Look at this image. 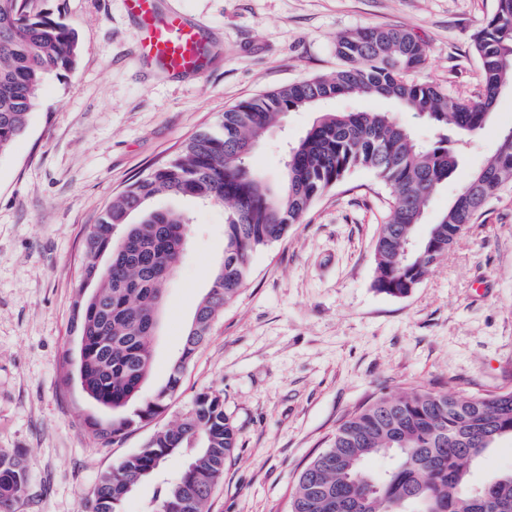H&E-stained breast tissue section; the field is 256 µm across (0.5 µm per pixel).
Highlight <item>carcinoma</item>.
<instances>
[{"label":"carcinoma","instance_id":"carcinoma-1","mask_svg":"<svg viewBox=\"0 0 512 512\" xmlns=\"http://www.w3.org/2000/svg\"><path fill=\"white\" fill-rule=\"evenodd\" d=\"M473 45L481 88L470 100L414 77L427 53L410 32L371 25L346 33L336 42L342 67L335 74L239 103L224 112L218 129L191 136L175 157L112 199L82 252L81 275L97 280L96 294L76 301L78 381L88 399L112 410L106 425L85 420L90 436L116 441L166 408L185 365L245 283L254 252L286 237L352 171L374 172L393 197L375 241L374 287L394 297L417 287L489 201L512 187V134L504 132L439 221L417 236L426 203L457 168L459 150L486 125L498 90L512 87V0H496ZM79 55L72 26L30 12L27 0H0V152L27 131L45 78L73 71ZM344 94L395 101L435 123L438 140L420 144L390 112H322L289 148L279 186L251 166V156H240L241 143L260 141L285 114ZM159 196L224 205V260L166 383L145 396L152 314L162 307L189 229L186 215L150 206ZM107 251L112 261L102 267ZM506 441L512 443V389L468 395L419 384L380 394L348 416L304 468L289 512H512V471L480 485L470 474L474 461ZM237 445L223 397L200 392L178 423L99 478L93 512H123L126 497L173 457L185 458V466L160 489L150 512H209L212 489ZM376 457L389 464L373 469ZM28 482L21 455L0 450V512H15Z\"/></svg>","mask_w":512,"mask_h":512}]
</instances>
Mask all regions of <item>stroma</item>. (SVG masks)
<instances>
[{"mask_svg":"<svg viewBox=\"0 0 512 512\" xmlns=\"http://www.w3.org/2000/svg\"><path fill=\"white\" fill-rule=\"evenodd\" d=\"M77 31L74 71L49 76L27 132L0 153V448L21 451L29 483L17 512H88L100 476L181 419L202 391L224 398L238 446L210 512H288L301 470L371 397L420 383L461 393L512 389V188L406 297L373 286L374 242L392 202L368 170L319 198L288 236L260 248L237 299L224 307L163 412L115 443L84 421L112 418L67 380L83 244L104 206L239 102L340 62L337 39L397 26L426 46L419 79L474 96L481 68L472 36L495 0H160L200 30L204 75L148 68L124 0H28ZM316 110L286 114L251 157L270 184L286 145ZM512 127V90L427 207L433 224ZM189 209L185 255L166 287L151 395L178 358L196 306L224 258V209Z\"/></svg>","mask_w":512,"mask_h":512,"instance_id":"1","label":"stroma"}]
</instances>
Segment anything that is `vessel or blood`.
<instances>
[{
    "mask_svg": "<svg viewBox=\"0 0 512 512\" xmlns=\"http://www.w3.org/2000/svg\"><path fill=\"white\" fill-rule=\"evenodd\" d=\"M141 28L140 53L153 66L173 74H197L205 64L204 41L180 13L163 12L157 0H126Z\"/></svg>",
    "mask_w": 512,
    "mask_h": 512,
    "instance_id": "vessel-or-blood-1",
    "label": "vessel or blood"
}]
</instances>
